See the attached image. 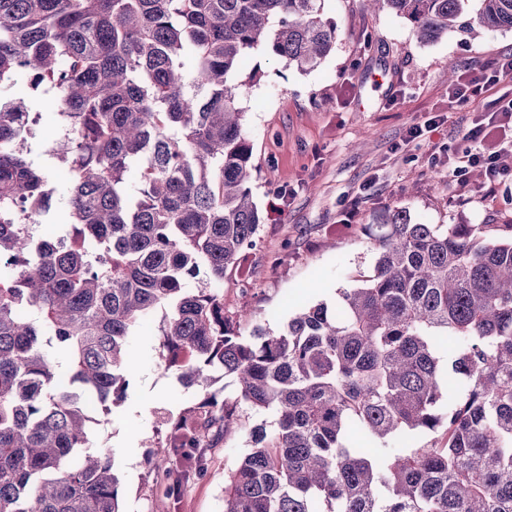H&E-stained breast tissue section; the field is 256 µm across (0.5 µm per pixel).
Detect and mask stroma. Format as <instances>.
I'll list each match as a JSON object with an SVG mask.
<instances>
[{
  "label": "stroma",
  "instance_id": "1",
  "mask_svg": "<svg viewBox=\"0 0 512 512\" xmlns=\"http://www.w3.org/2000/svg\"><path fill=\"white\" fill-rule=\"evenodd\" d=\"M322 16L336 26V45L318 68L302 72L260 49L250 61L259 79L240 91L250 187L267 217L246 270L227 269L221 288L224 315L244 336L258 325L279 331L297 308L334 303L338 289L358 286L378 254L364 228L395 210L415 224H512V175L491 188L481 169L451 167L483 101H448L449 73L467 66L478 76L512 54V30H456L424 44L405 19L367 9L366 0H322ZM38 110L28 146L61 184L54 150L63 127L54 98L41 97ZM432 119L434 131L410 139V127ZM166 314L157 308L135 330L126 399L93 410L91 443L113 458L124 512H224L225 481L249 429L272 417L244 411V433L214 439L180 493L169 496L168 472L185 466L169 448V423L200 396L160 365ZM129 436L137 441L130 455L121 449ZM162 457L166 466L156 468Z\"/></svg>",
  "mask_w": 512,
  "mask_h": 512
}]
</instances>
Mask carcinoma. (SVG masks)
<instances>
[{
    "instance_id": "obj_1",
    "label": "carcinoma",
    "mask_w": 512,
    "mask_h": 512,
    "mask_svg": "<svg viewBox=\"0 0 512 512\" xmlns=\"http://www.w3.org/2000/svg\"><path fill=\"white\" fill-rule=\"evenodd\" d=\"M465 2L370 0L422 43ZM475 24L512 30V0H479ZM335 44L321 0H0V86L53 92L69 173V231L34 237L56 187L28 157L35 103L0 95V512H124L86 406L124 401L132 328L161 306L159 358L203 394L174 452L235 439L244 406L274 418L224 512H512V224L396 210L362 284L276 334L240 335L210 288L265 223L232 76L259 47L306 72ZM215 369L238 386L220 406ZM413 431L437 437L383 447Z\"/></svg>"
}]
</instances>
